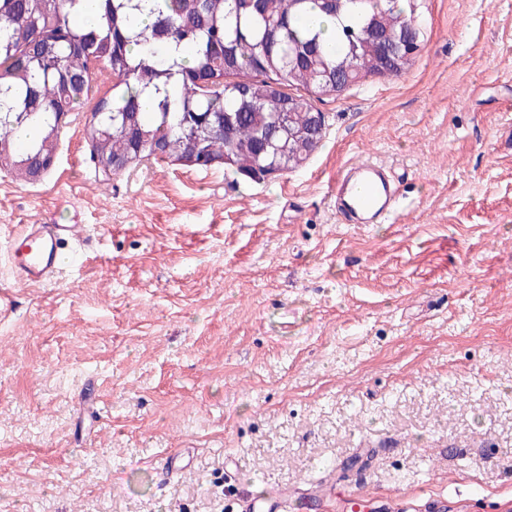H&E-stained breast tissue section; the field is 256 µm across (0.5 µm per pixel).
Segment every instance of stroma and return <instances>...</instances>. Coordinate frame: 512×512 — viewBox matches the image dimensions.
Here are the masks:
<instances>
[{"mask_svg": "<svg viewBox=\"0 0 512 512\" xmlns=\"http://www.w3.org/2000/svg\"><path fill=\"white\" fill-rule=\"evenodd\" d=\"M420 11L405 73L319 103L322 144L278 178L156 158L104 176L96 64L53 169L0 170V512H227L276 487L310 512H505L512 0ZM364 156L397 210L338 223L331 191ZM26 224L90 227L49 286L8 262Z\"/></svg>", "mask_w": 512, "mask_h": 512, "instance_id": "stroma-1", "label": "stroma"}]
</instances>
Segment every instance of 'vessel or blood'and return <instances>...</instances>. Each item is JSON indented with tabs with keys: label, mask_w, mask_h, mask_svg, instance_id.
Returning a JSON list of instances; mask_svg holds the SVG:
<instances>
[{
	"label": "vessel or blood",
	"mask_w": 512,
	"mask_h": 512,
	"mask_svg": "<svg viewBox=\"0 0 512 512\" xmlns=\"http://www.w3.org/2000/svg\"><path fill=\"white\" fill-rule=\"evenodd\" d=\"M398 189L387 167L367 158L345 166L336 182V217L342 224L386 221L396 211ZM78 224H27L11 237L8 258L20 281L28 286L53 283L64 266V249L80 237ZM275 512H306L307 501L281 490L267 494Z\"/></svg>",
	"instance_id": "1"
}]
</instances>
